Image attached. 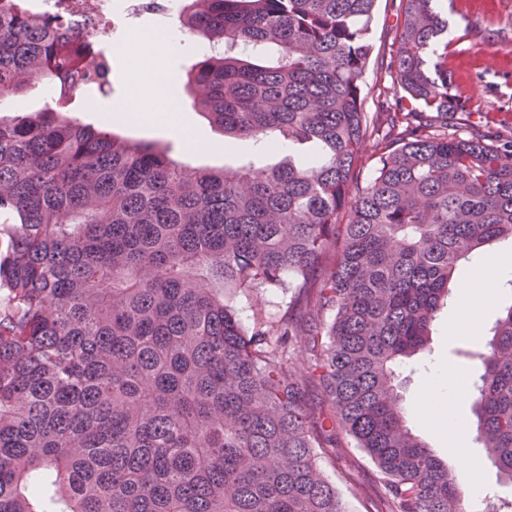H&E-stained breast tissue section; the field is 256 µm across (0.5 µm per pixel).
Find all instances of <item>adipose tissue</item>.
<instances>
[{"instance_id":"1","label":"adipose tissue","mask_w":512,"mask_h":512,"mask_svg":"<svg viewBox=\"0 0 512 512\" xmlns=\"http://www.w3.org/2000/svg\"><path fill=\"white\" fill-rule=\"evenodd\" d=\"M186 46L185 37L176 30L159 36L150 31L136 35V47L142 57V67L128 79L126 92L117 110L123 117L141 122H156L166 118L171 126H178L181 87L173 68L167 67V60L182 52ZM512 267L492 259L482 268L481 285L465 289L461 304L464 314L455 324V332L476 335L480 329V312L494 301L499 281ZM465 394L464 379L454 372L439 371L432 375L421 393L417 414L428 424L436 427L448 437L449 455L460 458L469 472H477L478 466L464 455L465 432L446 400L462 399Z\"/></svg>"}]
</instances>
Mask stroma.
<instances>
[{
	"mask_svg": "<svg viewBox=\"0 0 512 512\" xmlns=\"http://www.w3.org/2000/svg\"><path fill=\"white\" fill-rule=\"evenodd\" d=\"M437 5L448 18V78L454 108L466 123L489 133L491 138L512 137V0H438ZM403 22L400 0H377L372 39L374 50L363 77L364 109L368 112H391L392 98L385 88L391 82L389 69L397 49V34ZM102 90L81 94L71 112L73 118L86 123L111 122L113 131L132 139L156 141L170 148V156L179 162L204 168L264 166L272 163L269 155L250 152L244 145L225 147L224 135L184 103V116L201 138L212 143L209 151L188 152L180 139L166 128L109 120L98 111L101 103L119 101L126 90L127 75L137 60L132 53L113 56ZM472 274L470 262H460L449 285L448 302L433 322L425 354L407 360L397 367V382L404 408H411L431 375L447 366L464 367L458 349L467 347L468 337L455 335L451 327L461 317L460 289ZM466 429V450L481 462L478 487H468L470 512L486 501H512V481L500 477L496 468L487 464L486 450L476 440L477 419L470 402L458 407ZM328 479L347 501L350 512H374L380 491L378 471L370 457L354 443L321 459Z\"/></svg>",
	"mask_w": 512,
	"mask_h": 512,
	"instance_id": "obj_1",
	"label": "stroma"
}]
</instances>
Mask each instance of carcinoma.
<instances>
[{
	"label": "carcinoma",
	"instance_id": "carcinoma-1",
	"mask_svg": "<svg viewBox=\"0 0 512 512\" xmlns=\"http://www.w3.org/2000/svg\"><path fill=\"white\" fill-rule=\"evenodd\" d=\"M184 2L186 31L224 43L186 98L228 138L288 146L278 163L191 167L72 118L102 52L68 5L0 0V97L53 90L0 112V512H349L320 464L338 429L387 512H466L395 384L459 262L512 240V140L448 124V68H427L448 19L400 0L408 106L383 120L362 98L376 0ZM260 289L288 312L246 323L233 299ZM464 356L477 441L512 480V306ZM42 81H37L32 88L25 94L20 96H7L0 101L2 111L25 113L33 112L41 107L49 100V91Z\"/></svg>",
	"mask_w": 512,
	"mask_h": 512
}]
</instances>
